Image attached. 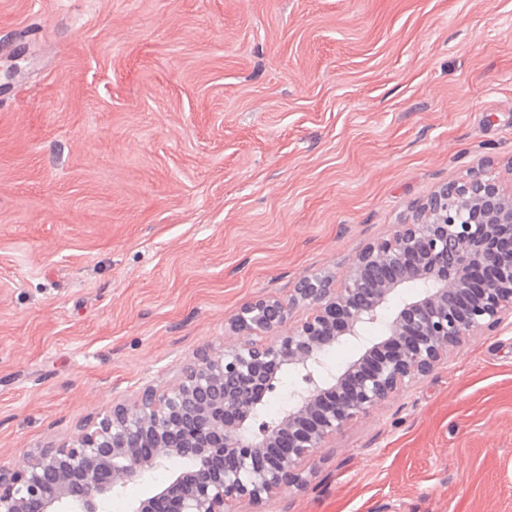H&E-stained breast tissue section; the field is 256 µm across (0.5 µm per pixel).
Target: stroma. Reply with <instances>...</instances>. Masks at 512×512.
<instances>
[{
  "mask_svg": "<svg viewBox=\"0 0 512 512\" xmlns=\"http://www.w3.org/2000/svg\"><path fill=\"white\" fill-rule=\"evenodd\" d=\"M0 465L223 349L413 207L512 182V0H0ZM232 512H512L485 328Z\"/></svg>",
  "mask_w": 512,
  "mask_h": 512,
  "instance_id": "1",
  "label": "stroma"
}]
</instances>
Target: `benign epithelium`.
Here are the masks:
<instances>
[{
    "mask_svg": "<svg viewBox=\"0 0 512 512\" xmlns=\"http://www.w3.org/2000/svg\"><path fill=\"white\" fill-rule=\"evenodd\" d=\"M476 264L491 276L474 290L462 275ZM299 306L309 313L294 326ZM368 324L379 326V339L365 335ZM503 324L512 325V185L448 184L412 221L365 245L341 278L305 275L288 298L240 308L229 321L239 341L198 352L172 387H147L72 443L0 466V512H100L129 483L178 460L188 469L132 512L259 505L284 486H303L302 465L329 439L431 372L449 349ZM342 343L361 356L334 368L325 354ZM284 366L305 386L264 420ZM327 393L334 401L323 406Z\"/></svg>",
    "mask_w": 512,
    "mask_h": 512,
    "instance_id": "benign-epithelium-1",
    "label": "benign epithelium"
}]
</instances>
